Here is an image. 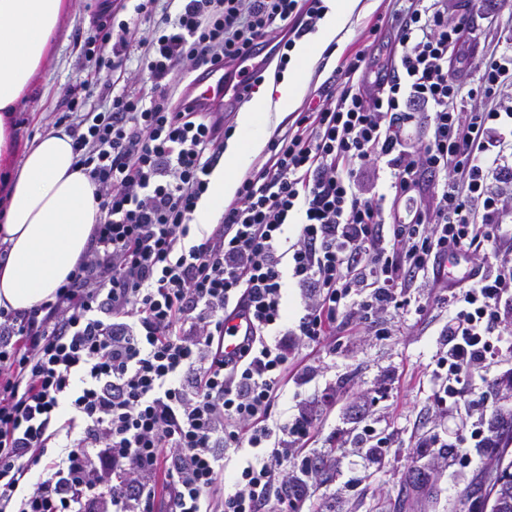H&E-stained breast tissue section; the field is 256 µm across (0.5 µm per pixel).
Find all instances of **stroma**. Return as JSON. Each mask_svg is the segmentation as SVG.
I'll list each match as a JSON object with an SVG mask.
<instances>
[{
    "label": "stroma",
    "mask_w": 512,
    "mask_h": 512,
    "mask_svg": "<svg viewBox=\"0 0 512 512\" xmlns=\"http://www.w3.org/2000/svg\"><path fill=\"white\" fill-rule=\"evenodd\" d=\"M102 0H71L56 42L46 64L14 114L16 140L12 163L20 165L24 150L39 136L53 130L58 112L80 78L79 33L87 31ZM362 11L353 15L334 41L329 57L321 59L306 77L300 106L338 89V68L347 54L364 51L370 72L390 68L395 22L390 0H361ZM448 18L462 24L464 45L452 57L462 65L471 87H479L482 58L512 44V8L486 0L475 7L473 0H448ZM447 312L430 303L424 316L400 317L386 312L382 320L390 335L378 337L364 329L352 331L341 350L321 346L305 355L313 374L305 383H289L273 416L283 420L306 401L331 395L324 408L313 443L309 471L299 468L298 458L284 465V485H310L314 493L302 512H470L480 502L482 512H492L493 485L505 468L512 466V447L479 465L449 476L441 458H420L415 445L430 431L455 433L462 417L441 415L433 404L432 389L419 384L417 371L428 364L438 349V335ZM375 394V406L367 408L365 420L392 435L385 460L363 468L349 469L359 448L355 437L352 406L367 394Z\"/></svg>",
    "instance_id": "35a3bbf8"
}]
</instances>
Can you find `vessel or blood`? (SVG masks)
I'll list each match as a JSON object with an SVG mask.
<instances>
[{
    "mask_svg": "<svg viewBox=\"0 0 512 512\" xmlns=\"http://www.w3.org/2000/svg\"><path fill=\"white\" fill-rule=\"evenodd\" d=\"M266 71L261 51H254L239 61L234 76H226L223 68L215 67L201 71L195 81L186 88V100L203 112H221L237 108L249 95V87L258 85ZM231 335L224 338V352L231 355L240 340L249 334L253 318L249 310H237L228 320Z\"/></svg>",
    "mask_w": 512,
    "mask_h": 512,
    "instance_id": "1",
    "label": "vessel or blood"
}]
</instances>
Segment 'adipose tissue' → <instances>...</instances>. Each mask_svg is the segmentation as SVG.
<instances>
[{"mask_svg": "<svg viewBox=\"0 0 512 512\" xmlns=\"http://www.w3.org/2000/svg\"><path fill=\"white\" fill-rule=\"evenodd\" d=\"M360 0H326L317 31L296 42L276 83L239 116V135L210 176L194 220L196 234L209 231L224 212V200L239 186L250 155L265 143L270 117H283L300 99L307 73L352 18ZM69 0H0V165L5 166V208L0 242L8 249L0 265V306L27 312L51 299L85 251L99 216L94 188L74 169L72 140L64 131L38 137L19 167H12L16 141L12 114L40 74Z\"/></svg>", "mask_w": 512, "mask_h": 512, "instance_id": "obj_1", "label": "adipose tissue"}]
</instances>
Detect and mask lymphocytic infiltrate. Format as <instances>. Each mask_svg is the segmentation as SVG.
<instances>
[{
    "label": "lymphocytic infiltrate",
    "mask_w": 512,
    "mask_h": 512,
    "mask_svg": "<svg viewBox=\"0 0 512 512\" xmlns=\"http://www.w3.org/2000/svg\"><path fill=\"white\" fill-rule=\"evenodd\" d=\"M392 2L394 63L374 90L364 52L345 60L338 94L295 113L199 239L191 223L228 131L223 113L182 107L179 83L275 32L287 66L324 0H138L143 32L98 20L81 36L84 77L56 123L101 215L51 300L0 307V512H297L306 491L278 495L281 466L318 418L272 416L311 371L291 356L343 346L351 327L388 335L389 310L424 315L411 290L448 255L483 262L440 290L448 317L427 378L437 410L468 422L421 446L452 474L496 451L467 390L512 366V105L492 99L512 82V48L480 64L488 106L461 112L448 0ZM135 50L147 96L127 83ZM98 93L107 107L88 110ZM380 162L388 194L362 196ZM291 286L303 297L293 318ZM242 304L256 334L229 363L224 322ZM243 448L253 458L225 476L226 454Z\"/></svg>",
    "instance_id": "lymphocytic-infiltrate-1"
}]
</instances>
